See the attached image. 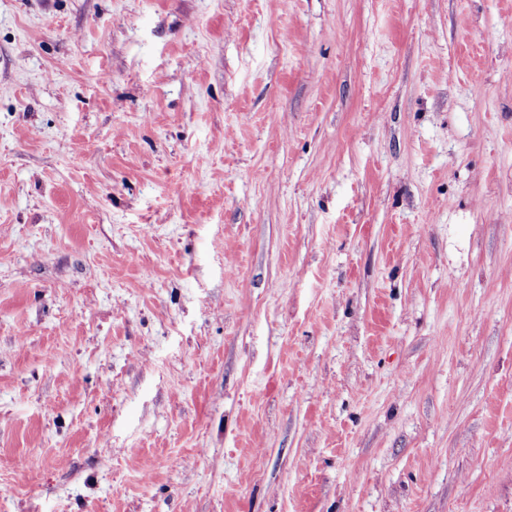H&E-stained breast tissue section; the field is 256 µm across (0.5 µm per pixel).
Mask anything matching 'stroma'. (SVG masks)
<instances>
[{"label":"stroma","mask_w":512,"mask_h":512,"mask_svg":"<svg viewBox=\"0 0 512 512\" xmlns=\"http://www.w3.org/2000/svg\"><path fill=\"white\" fill-rule=\"evenodd\" d=\"M0 512H512V0H0Z\"/></svg>","instance_id":"1"}]
</instances>
